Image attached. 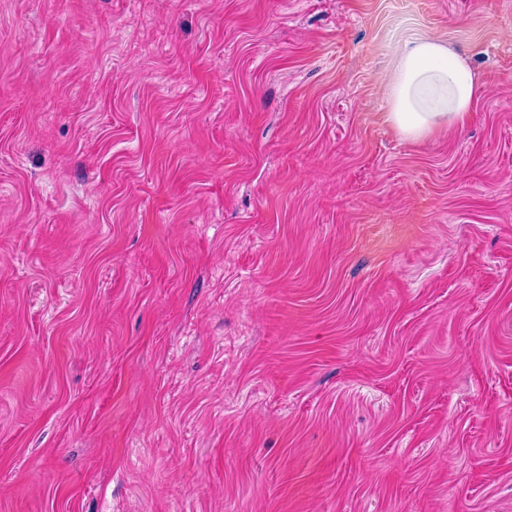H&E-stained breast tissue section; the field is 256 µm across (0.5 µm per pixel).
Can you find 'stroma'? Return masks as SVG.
Returning a JSON list of instances; mask_svg holds the SVG:
<instances>
[{
	"mask_svg": "<svg viewBox=\"0 0 512 512\" xmlns=\"http://www.w3.org/2000/svg\"><path fill=\"white\" fill-rule=\"evenodd\" d=\"M0 512H512V0H0ZM480 90L466 58L435 37H413L387 82L386 121L405 139H423L463 124Z\"/></svg>",
	"mask_w": 512,
	"mask_h": 512,
	"instance_id": "obj_1",
	"label": "stroma"
}]
</instances>
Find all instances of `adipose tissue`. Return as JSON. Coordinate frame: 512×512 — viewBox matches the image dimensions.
I'll list each match as a JSON object with an SVG mask.
<instances>
[{"mask_svg": "<svg viewBox=\"0 0 512 512\" xmlns=\"http://www.w3.org/2000/svg\"><path fill=\"white\" fill-rule=\"evenodd\" d=\"M480 85L469 61L437 38L408 39L387 82L385 117L405 139L463 124Z\"/></svg>", "mask_w": 512, "mask_h": 512, "instance_id": "obj_1", "label": "adipose tissue"}]
</instances>
